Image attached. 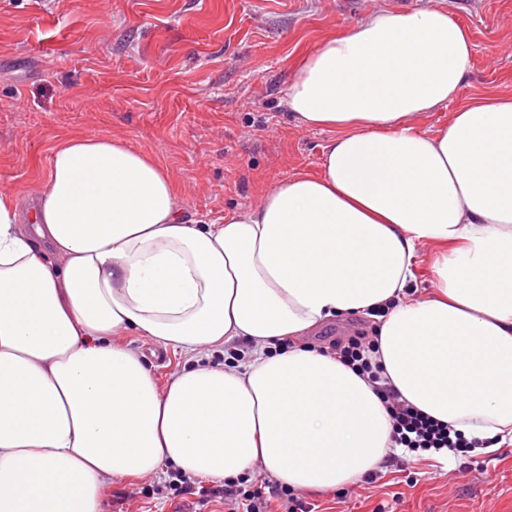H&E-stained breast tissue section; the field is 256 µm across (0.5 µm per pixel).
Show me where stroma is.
Listing matches in <instances>:
<instances>
[{
  "label": "stroma",
  "instance_id": "obj_1",
  "mask_svg": "<svg viewBox=\"0 0 512 512\" xmlns=\"http://www.w3.org/2000/svg\"><path fill=\"white\" fill-rule=\"evenodd\" d=\"M441 6L471 33L474 60L461 99L512 94V0H414ZM399 0H0V193L31 199L57 137L127 140L160 160L188 219L220 222L279 178L318 172L333 134L298 125L282 103L296 59L326 34ZM349 316L306 336L321 349L370 331ZM158 385L183 358L146 337ZM397 458L363 487L309 494L318 512H512V447L477 464ZM105 488L107 512H177L182 498Z\"/></svg>",
  "mask_w": 512,
  "mask_h": 512
}]
</instances>
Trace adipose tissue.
I'll return each mask as SVG.
<instances>
[{"instance_id":"ef3b65f1","label":"adipose tissue","mask_w":512,"mask_h":512,"mask_svg":"<svg viewBox=\"0 0 512 512\" xmlns=\"http://www.w3.org/2000/svg\"><path fill=\"white\" fill-rule=\"evenodd\" d=\"M472 59L436 8L320 40L284 95L334 133L320 172L218 223L187 222L165 165L126 141L56 140L29 223L0 194V512H103L108 483L171 466L224 482L259 462L317 493L380 469L397 447L368 378L278 344L381 307L385 386L483 452L512 446V94L416 124ZM122 333L184 366L158 387ZM240 341L242 360L211 362ZM435 253V247L431 244L423 246L421 253V263L419 266V280L415 295L418 297L426 296L432 290L430 280V266Z\"/></svg>"}]
</instances>
